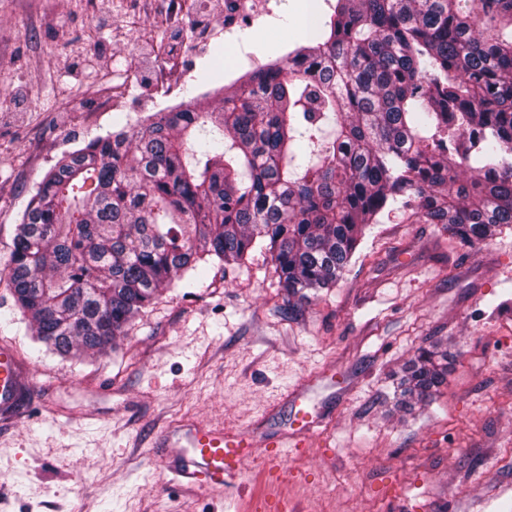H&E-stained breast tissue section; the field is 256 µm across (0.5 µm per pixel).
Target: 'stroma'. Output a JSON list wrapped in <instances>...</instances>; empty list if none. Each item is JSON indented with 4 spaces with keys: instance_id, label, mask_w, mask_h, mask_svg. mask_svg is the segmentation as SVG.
<instances>
[{
    "instance_id": "1",
    "label": "stroma",
    "mask_w": 512,
    "mask_h": 512,
    "mask_svg": "<svg viewBox=\"0 0 512 512\" xmlns=\"http://www.w3.org/2000/svg\"><path fill=\"white\" fill-rule=\"evenodd\" d=\"M0 0V242L10 240L44 174L124 119L96 104L123 61L129 109L147 104V42L190 41L154 13L167 0ZM324 0H279L276 17L238 33L253 63L294 42ZM205 40L182 59L191 90L223 67L206 10ZM269 255L178 282L104 358L68 362L32 340L0 283V337L35 385L20 420L0 424V512H512V229L480 248L441 224L395 212L369 225L335 288L289 310ZM448 351L432 396L402 406L396 382L421 348ZM318 423L284 466L254 461L236 502L172 484L177 421L249 432L258 454L287 436L298 409Z\"/></svg>"
}]
</instances>
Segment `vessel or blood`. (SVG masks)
Listing matches in <instances>:
<instances>
[{"label":"vessel or blood","instance_id":"b4317fda","mask_svg":"<svg viewBox=\"0 0 512 512\" xmlns=\"http://www.w3.org/2000/svg\"><path fill=\"white\" fill-rule=\"evenodd\" d=\"M29 380L11 347L0 345V411L15 415L23 405ZM165 447L176 449L172 472L184 487L220 497L225 483L255 457L250 434L231 433L218 425L181 423L164 431Z\"/></svg>","mask_w":512,"mask_h":512}]
</instances>
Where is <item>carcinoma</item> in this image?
Wrapping results in <instances>:
<instances>
[{
  "label": "carcinoma",
  "instance_id": "cac0c4a2",
  "mask_svg": "<svg viewBox=\"0 0 512 512\" xmlns=\"http://www.w3.org/2000/svg\"><path fill=\"white\" fill-rule=\"evenodd\" d=\"M213 107L156 112L60 159L0 277L36 341L101 357L203 265L269 254L288 309L333 288L366 227L399 210L479 246L512 228V0H324ZM448 351L404 368L430 396Z\"/></svg>",
  "mask_w": 512,
  "mask_h": 512
}]
</instances>
